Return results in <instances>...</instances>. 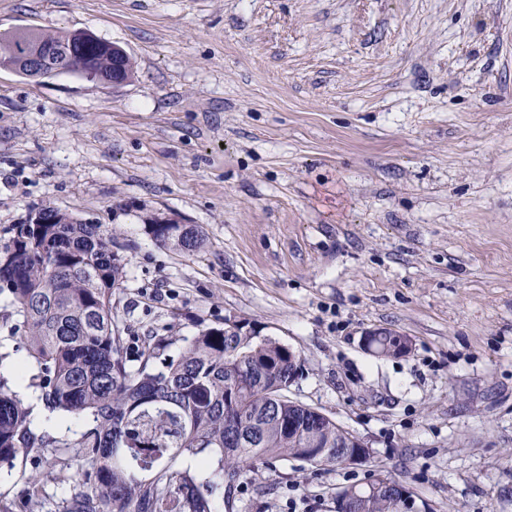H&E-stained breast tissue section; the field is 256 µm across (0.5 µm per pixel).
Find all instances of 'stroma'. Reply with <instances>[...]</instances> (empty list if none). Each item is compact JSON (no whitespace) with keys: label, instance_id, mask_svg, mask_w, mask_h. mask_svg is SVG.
Here are the masks:
<instances>
[{"label":"stroma","instance_id":"1","mask_svg":"<svg viewBox=\"0 0 512 512\" xmlns=\"http://www.w3.org/2000/svg\"><path fill=\"white\" fill-rule=\"evenodd\" d=\"M20 27L90 31L135 74L0 69V243L44 207L113 231L131 356L252 321L303 359L290 398L372 450L257 465L235 512H334L377 474L433 512H512V0H0ZM159 218L205 247L158 246ZM378 328L411 354L366 351ZM81 465L30 452L0 503L55 512ZM145 233L159 246L183 253H195L205 246V238L196 224L158 221L146 224Z\"/></svg>","mask_w":512,"mask_h":512}]
</instances>
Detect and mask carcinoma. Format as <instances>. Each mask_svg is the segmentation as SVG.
I'll return each instance as SVG.
<instances>
[{"label":"carcinoma","instance_id":"carcinoma-1","mask_svg":"<svg viewBox=\"0 0 512 512\" xmlns=\"http://www.w3.org/2000/svg\"><path fill=\"white\" fill-rule=\"evenodd\" d=\"M52 54L49 77L86 79L134 70L116 45L84 31L0 33V49L21 62L34 46ZM159 246L195 253L205 246L197 224H146ZM101 225L17 224L0 244L12 254L0 270V295L21 317L20 343L36 365L31 386L48 417H78L77 437L32 429V408L0 378V464L39 448H80L94 479L77 471L62 512H234L238 489L256 463L301 460L302 449L336 463V425L288 406V346L266 336L204 327L176 358L163 344L131 369L112 296L123 288L124 257ZM187 458L196 460L186 466Z\"/></svg>","mask_w":512,"mask_h":512}]
</instances>
